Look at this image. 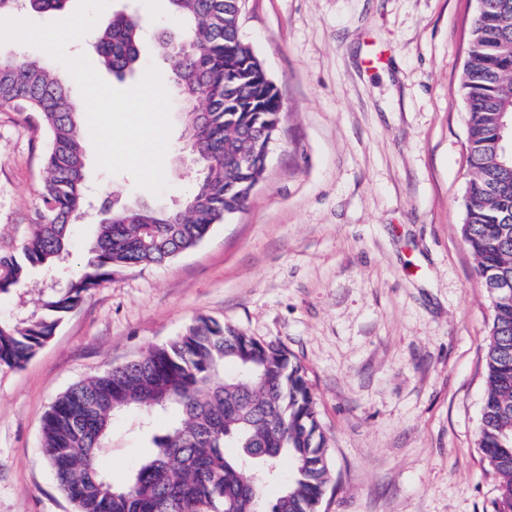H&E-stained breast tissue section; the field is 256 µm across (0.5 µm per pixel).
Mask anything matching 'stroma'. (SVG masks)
Here are the masks:
<instances>
[{
	"label": "stroma",
	"mask_w": 512,
	"mask_h": 512,
	"mask_svg": "<svg viewBox=\"0 0 512 512\" xmlns=\"http://www.w3.org/2000/svg\"><path fill=\"white\" fill-rule=\"evenodd\" d=\"M476 0H245L240 36L283 102L246 207L161 265L118 267L23 369L0 368V512H74L41 453V421L73 384L139 357L197 317L288 349L306 370L330 446L319 512H492L498 478L478 447L489 299L461 236L467 110L461 87ZM136 13L143 69L167 73L168 0H109L95 25ZM153 193L86 153L104 199L171 209L201 170L170 114ZM43 130L0 106V251L42 209ZM171 420L112 419L99 468L122 482Z\"/></svg>",
	"instance_id": "1"
}]
</instances>
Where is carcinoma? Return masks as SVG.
<instances>
[{"mask_svg":"<svg viewBox=\"0 0 512 512\" xmlns=\"http://www.w3.org/2000/svg\"><path fill=\"white\" fill-rule=\"evenodd\" d=\"M68 0H0V17L63 13ZM180 24L158 46L170 63L165 85L181 104L185 134L197 139L201 177L190 209L148 206L102 209L107 218L84 268L68 274L25 317H0V368L22 367L54 335L63 315L116 267L162 264L196 247L216 224L243 209L249 171L224 156L259 151L261 129L280 121L282 100L239 35L237 0H168ZM141 21L113 16L93 47L121 78L139 66ZM189 40L195 51L176 43ZM462 75L467 106L463 240L490 299L486 389L478 446L500 478L495 512H512V163L496 143L500 113L512 112V0H483L474 16ZM0 104L34 114L47 138L43 209L31 235L0 254V296L21 288L35 270L59 269L70 228L89 206L85 136L79 109L47 60L0 55ZM128 409L148 420L173 409L177 418L152 436V451L124 484L97 468L112 417ZM43 453L76 512H318L331 480L328 439L301 363L288 350L243 330L200 317L168 344L78 382L51 403L42 420ZM288 481L267 510L262 491Z\"/></svg>","mask_w":512,"mask_h":512,"instance_id":"carcinoma-1","label":"carcinoma"}]
</instances>
